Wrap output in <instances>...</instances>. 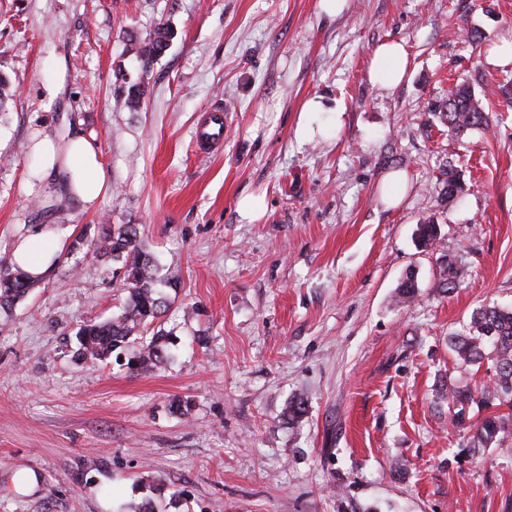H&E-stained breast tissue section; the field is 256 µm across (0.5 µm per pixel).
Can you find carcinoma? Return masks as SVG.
<instances>
[{"label":"carcinoma","mask_w":512,"mask_h":512,"mask_svg":"<svg viewBox=\"0 0 512 512\" xmlns=\"http://www.w3.org/2000/svg\"><path fill=\"white\" fill-rule=\"evenodd\" d=\"M173 32L169 27L157 28L154 35L142 42L136 53L143 67H148L168 48ZM434 117L452 134L480 129L488 124L481 102L471 85L462 82L451 87L439 102ZM438 239L437 225L429 222L418 226V242L428 249ZM90 248L99 257H108L121 264L123 285L128 292L123 312L106 320L90 319L77 333L79 348L74 356L84 361L106 362L112 354L135 341V335L156 328L169 306L162 294L163 281L157 277L154 256L145 249L134 224H101L90 241ZM37 281L13 269L10 262L0 260V308L23 299ZM458 363L470 366L489 358L495 374L493 384L480 388L468 383L448 386V408L453 410L456 424L474 431L472 449L485 448L501 442L512 433V423L500 415L487 414L488 400L512 404V311L485 306L476 310L468 333L448 339ZM169 338L163 329L154 332L141 344L136 370L145 371L168 356Z\"/></svg>","instance_id":"obj_1"}]
</instances>
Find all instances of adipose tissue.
<instances>
[{
  "mask_svg": "<svg viewBox=\"0 0 512 512\" xmlns=\"http://www.w3.org/2000/svg\"><path fill=\"white\" fill-rule=\"evenodd\" d=\"M407 62L408 54L402 43H382L372 52L371 76L382 87L394 88L404 80ZM32 151L43 173L56 177L67 196L83 208H94L110 188L99 146L79 128H72L62 138L39 137L33 142ZM43 239L42 229L31 227L13 251V263L35 278L44 277L54 260L53 251L44 247Z\"/></svg>",
  "mask_w": 512,
  "mask_h": 512,
  "instance_id": "ef3b65f1",
  "label": "adipose tissue"
}]
</instances>
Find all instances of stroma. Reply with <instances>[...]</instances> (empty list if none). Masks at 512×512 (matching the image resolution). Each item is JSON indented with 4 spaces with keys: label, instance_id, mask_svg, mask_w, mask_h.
<instances>
[{
    "label": "stroma",
    "instance_id": "stroma-1",
    "mask_svg": "<svg viewBox=\"0 0 512 512\" xmlns=\"http://www.w3.org/2000/svg\"><path fill=\"white\" fill-rule=\"evenodd\" d=\"M161 24L170 45L142 68L135 49ZM389 40L410 59L393 89L369 77ZM509 44L512 0L336 14L324 0H0V259L34 224L60 249L0 308V512H512V435L470 450L442 395L494 374L457 367L449 336L482 306L512 308V102L480 82L512 78ZM463 80L490 124L457 137L433 110ZM215 104L224 145L201 154L192 131ZM74 123L110 172L91 210L61 201L28 151ZM393 171L407 180L390 207ZM429 220L440 237L424 250ZM106 222L137 225L176 283L171 355L149 371L129 370L133 343L104 364L72 357L80 326L126 296L88 250ZM176 396L188 416L170 413Z\"/></svg>",
    "mask_w": 512,
    "mask_h": 512
}]
</instances>
